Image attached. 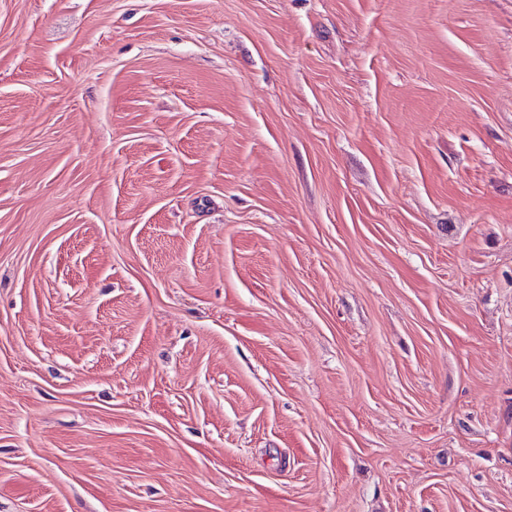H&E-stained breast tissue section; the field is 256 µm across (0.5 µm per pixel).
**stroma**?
Instances as JSON below:
<instances>
[{"label":"stroma","instance_id":"stroma-1","mask_svg":"<svg viewBox=\"0 0 512 512\" xmlns=\"http://www.w3.org/2000/svg\"><path fill=\"white\" fill-rule=\"evenodd\" d=\"M0 512H512V0H0Z\"/></svg>","mask_w":512,"mask_h":512}]
</instances>
